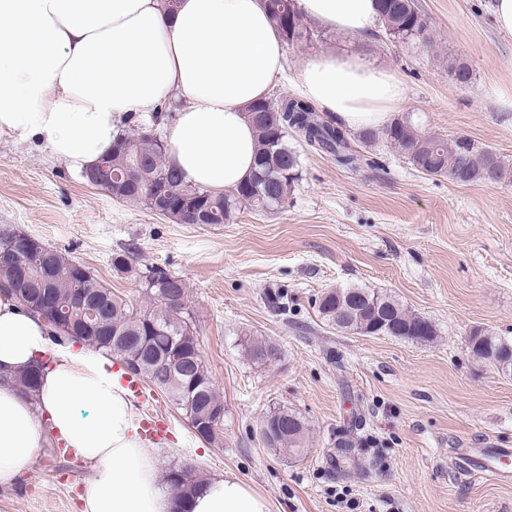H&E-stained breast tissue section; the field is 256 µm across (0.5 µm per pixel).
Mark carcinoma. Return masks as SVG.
<instances>
[{
	"label": "carcinoma",
	"mask_w": 512,
	"mask_h": 512,
	"mask_svg": "<svg viewBox=\"0 0 512 512\" xmlns=\"http://www.w3.org/2000/svg\"><path fill=\"white\" fill-rule=\"evenodd\" d=\"M381 25L386 36L401 42L431 40L428 20L415 0H379ZM267 9L276 23L283 41L298 44L310 37L303 22L297 0H266ZM448 70L464 86L471 80L470 69L459 60L448 62ZM248 118L257 135V159L249 180L228 193L214 192L194 185L167 162L166 147L149 131L134 133L122 129L112 153L102 157L112 170V198L142 205L153 212L160 204L175 205L201 224H224L247 204L256 211L267 212L280 207L301 174L300 155L288 145V135L297 132L308 145L333 157L336 164L356 168L366 161L356 150L350 133L326 113H320L306 99L282 96L268 99L248 108ZM384 136L391 148L406 159L414 169L427 176H446L461 183H499L512 175L504 163L488 169L490 150L465 138L448 140L424 134L407 119H396L383 129H366L359 133L364 144ZM24 230L12 224L0 225V249L13 245ZM46 259L31 263L25 280H13L0 292L16 304H25L32 296L44 292L52 295V307L30 310L41 317L49 328L48 338L57 345L81 343L93 350H105L122 365L125 356L136 355L140 371H129L137 378L147 379L167 394L191 428L213 409L224 406V399L215 389L199 347L196 330L188 307L187 287L182 279L153 266L140 270L133 266L129 254L112 257V269L138 278L140 293L151 307L144 308L114 293L90 267L72 260L61 252L44 246ZM97 313V319L110 328V339L95 335L74 337L62 329L68 324L78 328L88 318L86 308ZM317 312L327 325L357 334L401 337L416 342L434 340L436 331L427 319L403 307L387 293L367 288H332L317 303ZM473 356L494 366L506 365L512 371V342L491 336L480 329L471 332ZM188 349L187 366L172 376L164 364V355L176 342ZM48 364L38 361L28 371L5 373L0 381L14 385L19 392L35 401L38 398L40 375ZM294 427L283 436L274 453L300 456L304 452L308 427L301 415L288 410ZM205 478L186 468H172L166 482L177 496L190 494Z\"/></svg>",
	"instance_id": "obj_1"
}]
</instances>
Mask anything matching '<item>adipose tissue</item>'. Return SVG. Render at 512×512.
Segmentation results:
<instances>
[{"mask_svg":"<svg viewBox=\"0 0 512 512\" xmlns=\"http://www.w3.org/2000/svg\"><path fill=\"white\" fill-rule=\"evenodd\" d=\"M297 6L350 35L379 25L377 0ZM285 65L264 0H181L172 14L160 0H0V136L39 140L83 169L111 151L128 118L179 98L167 160L186 181L221 192L251 176L257 136L246 110L269 98ZM299 89L354 131L386 125L405 97L389 69L333 53L305 63ZM40 357L50 365L37 400L0 387V486L60 444L93 470L82 512H270L231 474L176 499L112 358L52 344L40 321L1 298L0 368Z\"/></svg>","mask_w":512,"mask_h":512,"instance_id":"obj_1","label":"adipose tissue"}]
</instances>
